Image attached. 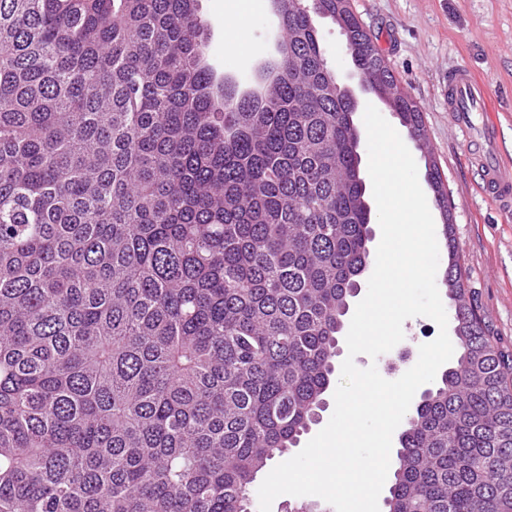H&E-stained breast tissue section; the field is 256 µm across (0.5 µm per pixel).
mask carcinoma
Wrapping results in <instances>:
<instances>
[{
    "label": "carcinoma",
    "instance_id": "obj_1",
    "mask_svg": "<svg viewBox=\"0 0 512 512\" xmlns=\"http://www.w3.org/2000/svg\"><path fill=\"white\" fill-rule=\"evenodd\" d=\"M242 92L198 0H0V512H248L315 423L371 264L355 107L313 16L425 139L349 0H276ZM448 247L456 364L402 431L386 512H512V354Z\"/></svg>",
    "mask_w": 512,
    "mask_h": 512
}]
</instances>
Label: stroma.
I'll return each mask as SVG.
<instances>
[{
	"mask_svg": "<svg viewBox=\"0 0 512 512\" xmlns=\"http://www.w3.org/2000/svg\"><path fill=\"white\" fill-rule=\"evenodd\" d=\"M351 8L416 102L426 130L418 148L400 128L418 171L434 160L452 203V224L465 285L503 349L512 351V213L477 191L471 137L448 114V72L464 65L490 93L482 120L500 130L499 151L512 160V0H350ZM210 29L207 56L215 70L251 85L258 62L275 55L279 19L271 0H254L236 27L233 0H200ZM319 43L340 80L354 66L331 19L316 21Z\"/></svg>",
	"mask_w": 512,
	"mask_h": 512,
	"instance_id": "obj_1",
	"label": "stroma"
}]
</instances>
